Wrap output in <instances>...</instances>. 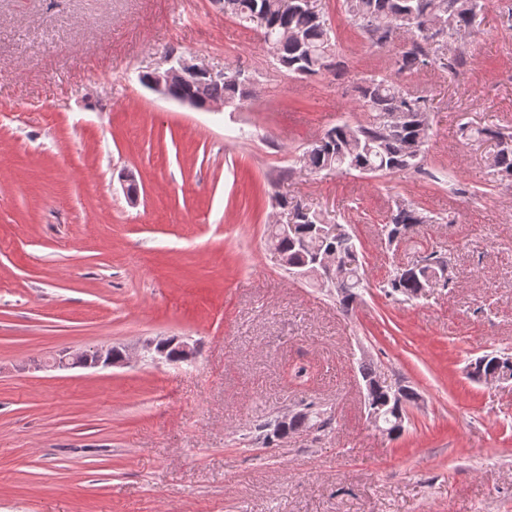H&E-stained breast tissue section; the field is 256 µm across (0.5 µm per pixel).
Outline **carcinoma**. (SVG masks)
I'll return each instance as SVG.
<instances>
[{"mask_svg": "<svg viewBox=\"0 0 512 512\" xmlns=\"http://www.w3.org/2000/svg\"><path fill=\"white\" fill-rule=\"evenodd\" d=\"M346 13L369 43L393 52L396 72L411 74L448 55V68L467 63L456 48L458 40L479 30L483 0H343ZM231 14L241 22L261 20L262 38L280 67L288 75L307 78L332 67L335 41L319 8L300 6L298 0H231ZM238 69H224V79L210 81L189 78L175 85V93L205 105L215 101L246 99L249 87L238 82ZM359 107L367 113L363 122H345L326 130L303 152L304 168L317 172L325 168L377 173L419 172L424 147L429 138L426 99L396 82L387 73H372L358 87ZM465 136L491 140L494 148L487 158L489 167L504 181H512V134L489 127L470 129ZM275 206L288 210L290 230L280 224L270 225L269 242L276 253L288 257V270L317 277L312 258L316 254L334 256L336 284L333 285L340 306L347 312L365 287L354 237L344 224H329L321 215L302 208L279 195ZM432 223L424 210L403 200L393 202L383 225L387 245L407 238L419 224ZM448 286V258L435 251L409 268H397L382 284L390 294L414 299L428 288ZM365 383L371 385L365 408L379 412L376 428L387 436L401 435L398 419L406 407L417 401V394L407 386L399 396L382 384L381 375L369 362L359 367ZM469 376L477 381H512V354L493 350L467 366ZM334 416L321 410L288 417L285 428L273 433L258 427L257 438L270 446L301 428L313 427L325 432Z\"/></svg>", "mask_w": 512, "mask_h": 512, "instance_id": "carcinoma-1", "label": "carcinoma"}]
</instances>
